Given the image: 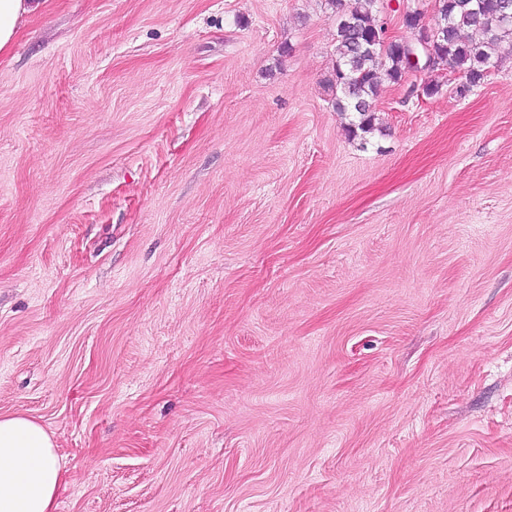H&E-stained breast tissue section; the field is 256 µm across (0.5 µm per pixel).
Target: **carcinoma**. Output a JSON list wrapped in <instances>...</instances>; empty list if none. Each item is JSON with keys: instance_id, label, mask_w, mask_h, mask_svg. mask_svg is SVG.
I'll use <instances>...</instances> for the list:
<instances>
[{"instance_id": "cac0c4a2", "label": "carcinoma", "mask_w": 512, "mask_h": 512, "mask_svg": "<svg viewBox=\"0 0 512 512\" xmlns=\"http://www.w3.org/2000/svg\"><path fill=\"white\" fill-rule=\"evenodd\" d=\"M326 3L336 21V62L327 88L336 110L349 115V135L363 139L374 130L381 82H400L411 62L398 46L376 43L380 0ZM437 7L431 70L449 63L472 88L487 77L500 43L512 39V0H438Z\"/></svg>"}]
</instances>
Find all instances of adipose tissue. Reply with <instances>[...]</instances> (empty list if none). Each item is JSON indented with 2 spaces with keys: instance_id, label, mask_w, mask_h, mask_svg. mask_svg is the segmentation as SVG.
<instances>
[{
  "instance_id": "1",
  "label": "adipose tissue",
  "mask_w": 512,
  "mask_h": 512,
  "mask_svg": "<svg viewBox=\"0 0 512 512\" xmlns=\"http://www.w3.org/2000/svg\"><path fill=\"white\" fill-rule=\"evenodd\" d=\"M62 470L55 443L40 422L0 415V512H55Z\"/></svg>"
}]
</instances>
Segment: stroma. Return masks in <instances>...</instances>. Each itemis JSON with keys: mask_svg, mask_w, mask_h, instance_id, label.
Listing matches in <instances>:
<instances>
[{"mask_svg": "<svg viewBox=\"0 0 512 512\" xmlns=\"http://www.w3.org/2000/svg\"><path fill=\"white\" fill-rule=\"evenodd\" d=\"M335 59L325 0H46L0 55V414L56 512H512V41L363 140Z\"/></svg>", "mask_w": 512, "mask_h": 512, "instance_id": "obj_1", "label": "stroma"}]
</instances>
